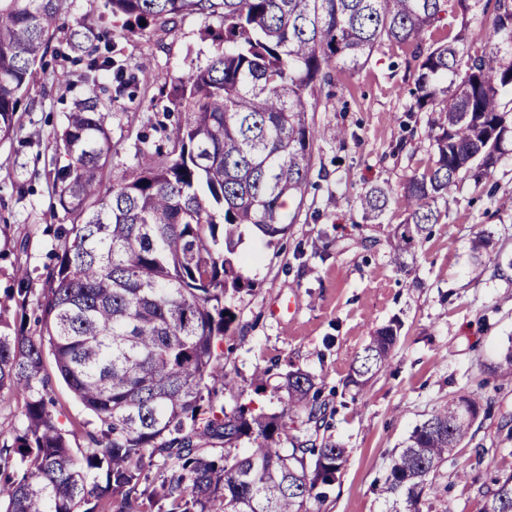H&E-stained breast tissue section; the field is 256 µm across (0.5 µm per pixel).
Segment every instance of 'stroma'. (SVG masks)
I'll return each mask as SVG.
<instances>
[{"mask_svg":"<svg viewBox=\"0 0 512 512\" xmlns=\"http://www.w3.org/2000/svg\"><path fill=\"white\" fill-rule=\"evenodd\" d=\"M65 19L67 27L85 24L110 38L115 60L151 79L132 97L116 94L105 77L89 86L78 77L80 65L58 54L65 33L51 42L40 79L23 98L14 140L0 142V310L8 316L17 271H28L34 288L44 286L56 246L44 227L70 222L49 175L63 157L67 113L92 95L109 112L112 153L103 187L111 189L137 171L142 148L169 149L160 130L174 109L169 93L206 63L214 51L209 32L222 26L217 16H189L133 33L105 0H67ZM413 87L408 54L385 47L362 69L334 74L318 89L310 118L321 136L304 193L287 206L293 222L271 246L244 231L238 253L254 261L240 268L244 286L224 296L235 313L216 343L233 380L222 394L225 410L245 404L257 414L281 413L284 377L299 370L313 377L326 415L320 423L303 412L287 416L284 447L332 440L347 450L335 484L310 503L311 512H387L380 487L393 455L416 424L463 389L492 409L442 467L437 512H481L484 490L512 472V377L490 370L512 344V267L477 276L470 254L471 240L485 234L487 259L512 258V214L496 208L498 198L512 196V140L489 186L465 183L448 203L446 223L415 242L406 268L390 261L403 210L390 203L382 223L373 224L355 204L375 186L401 189L425 167L431 114L414 108ZM332 129L345 138H329ZM18 183L26 197L16 195ZM283 298L292 299V313L276 314ZM394 322L400 339L389 367L356 390L347 382L354 356L376 328Z\"/></svg>","mask_w":512,"mask_h":512,"instance_id":"obj_1","label":"stroma"}]
</instances>
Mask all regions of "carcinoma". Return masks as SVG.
Listing matches in <instances>:
<instances>
[{"label":"carcinoma","mask_w":512,"mask_h":512,"mask_svg":"<svg viewBox=\"0 0 512 512\" xmlns=\"http://www.w3.org/2000/svg\"><path fill=\"white\" fill-rule=\"evenodd\" d=\"M64 0H0V141L12 139L22 97L65 26ZM447 0H105L114 18L165 27L197 15L223 18L215 51L173 89L184 120L172 149L142 153L138 172L101 191L112 142L109 113L90 97L67 116V164L55 169L58 203L70 215L44 288L28 272L15 279L13 320L0 318V392L24 397L20 423L0 429L4 512H309L325 496L347 449L325 440L286 452L285 415L318 420L313 378L286 376L287 408L255 415L224 411L219 388L232 384L215 341L234 314L224 293L239 287L243 229L268 242L288 231L287 198L302 196L318 131L308 112L332 72H355L384 45L415 62V106L432 112V158L403 185L407 213L393 262L406 267L413 242L448 218V198L494 173L512 134V14L499 0H456L458 31L434 37ZM479 12L485 43H467L468 14ZM68 46L87 56L80 78L96 86L113 72L118 93L139 78L116 66L112 45L72 29ZM461 82H456L460 71ZM392 191L357 197L381 221ZM35 318L38 334L28 328ZM400 325L376 329L353 360L362 387L385 368ZM80 403L100 421L58 426L44 352ZM483 405L458 392L417 424L393 456L382 494L388 512H420L442 464L467 439ZM85 446L74 448L70 438ZM241 456L224 447L242 437ZM158 463L159 482L147 468ZM484 512H512V473L496 480Z\"/></svg>","instance_id":"obj_1"}]
</instances>
